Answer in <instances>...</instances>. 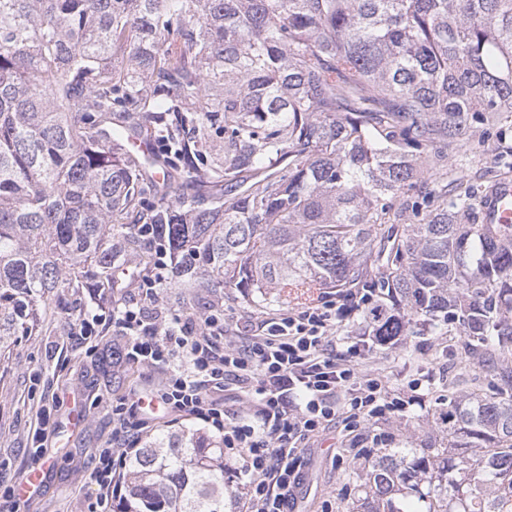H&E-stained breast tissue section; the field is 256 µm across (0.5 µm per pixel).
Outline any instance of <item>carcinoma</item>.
Here are the masks:
<instances>
[{
	"mask_svg": "<svg viewBox=\"0 0 512 512\" xmlns=\"http://www.w3.org/2000/svg\"><path fill=\"white\" fill-rule=\"evenodd\" d=\"M509 125L512 0H0V344L154 247L259 306L374 288L371 335L451 326L494 394L385 444L348 512H512V223L445 183ZM124 484L224 512V440L147 441Z\"/></svg>",
	"mask_w": 512,
	"mask_h": 512,
	"instance_id": "cac0c4a2",
	"label": "carcinoma"
}]
</instances>
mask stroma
<instances>
[{
	"label": "stroma",
	"mask_w": 512,
	"mask_h": 512,
	"mask_svg": "<svg viewBox=\"0 0 512 512\" xmlns=\"http://www.w3.org/2000/svg\"><path fill=\"white\" fill-rule=\"evenodd\" d=\"M60 295L61 304L41 308L35 333L11 337L0 346V512H87L98 494L89 474L98 449L112 442L113 409L131 390H156L165 380L162 366L125 363L101 373L104 350L122 344L123 338L106 320L87 342L72 340L70 328L79 318L113 307H141L165 321L219 312L226 339L242 343L266 319L288 310L282 303L255 306L233 288L209 294L167 284L158 288L152 302L135 285L93 298L67 289ZM470 362L460 337L443 328L429 331L415 325L397 344L373 348L368 369L385 380L391 394L406 400L407 408L400 419L369 421L366 436L385 432L403 448L437 437L433 417L457 394L459 381L470 375ZM415 379L422 386L413 391L409 384ZM44 407L50 410V422L37 456L31 436ZM348 445L341 428L334 425L308 442L298 512H347L355 502L349 467L335 461ZM36 468L43 471L41 485L27 498L14 496L18 481Z\"/></svg>",
	"instance_id": "35a3bbf8"
}]
</instances>
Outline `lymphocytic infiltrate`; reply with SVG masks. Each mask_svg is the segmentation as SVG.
<instances>
[{
	"instance_id": "f902f5d3",
	"label": "lymphocytic infiltrate",
	"mask_w": 512,
	"mask_h": 512,
	"mask_svg": "<svg viewBox=\"0 0 512 512\" xmlns=\"http://www.w3.org/2000/svg\"><path fill=\"white\" fill-rule=\"evenodd\" d=\"M375 303L373 291H354L288 311L242 345H218L224 322L214 315L198 323L178 317L163 323L141 308L116 309L112 325L125 339L126 360L152 367L185 353L189 371L167 373L158 405L201 422L223 438L229 459H242L244 512H292L310 439L337 420L358 444L363 421L404 409L380 376L363 369L373 337L346 336L343 349L332 347L337 319ZM232 386L247 410L229 422L215 395ZM126 424L119 419L111 447L98 454L92 478L100 495L90 512H110L120 490V471L139 442Z\"/></svg>"
}]
</instances>
